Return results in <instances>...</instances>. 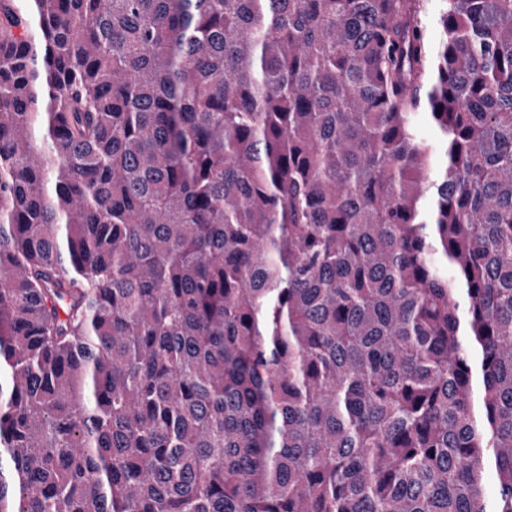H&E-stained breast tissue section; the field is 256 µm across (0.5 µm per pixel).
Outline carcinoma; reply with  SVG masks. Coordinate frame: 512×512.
<instances>
[{"instance_id":"cac0c4a2","label":"carcinoma","mask_w":512,"mask_h":512,"mask_svg":"<svg viewBox=\"0 0 512 512\" xmlns=\"http://www.w3.org/2000/svg\"><path fill=\"white\" fill-rule=\"evenodd\" d=\"M438 2L0 0V512H512V0Z\"/></svg>"}]
</instances>
